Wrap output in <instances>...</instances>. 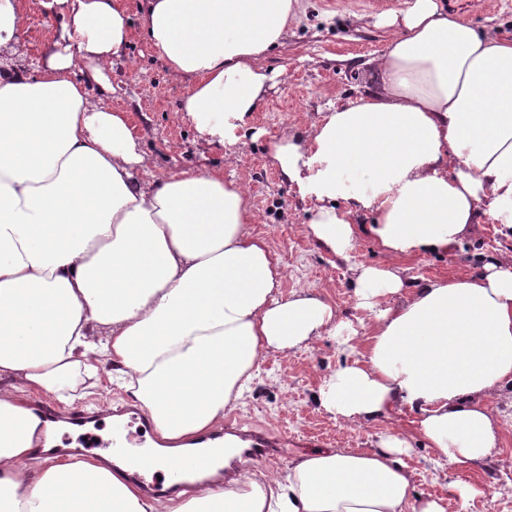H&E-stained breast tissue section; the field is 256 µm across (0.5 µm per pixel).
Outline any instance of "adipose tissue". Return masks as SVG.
Here are the masks:
<instances>
[{"mask_svg": "<svg viewBox=\"0 0 512 512\" xmlns=\"http://www.w3.org/2000/svg\"><path fill=\"white\" fill-rule=\"evenodd\" d=\"M298 0H145L141 31L180 110L218 145L239 140L273 76L267 52ZM41 56L24 0H0V512H447L485 495L455 481L413 495L404 461L422 438L443 466L477 469L500 431L487 401L512 387V260L409 285L395 260L448 250L489 222L512 229V39L450 16L440 0L387 13L371 86L270 153L317 242L350 259L355 223L387 264L353 265L355 318L325 295H281L285 277L251 226L247 185L191 167L150 179L126 109L108 107L132 30L126 0H48ZM331 336L353 358L318 404L345 426L394 413L375 448L302 452L228 484L145 495L129 467L170 472L178 453L131 465L38 456L52 423L29 393L70 404L79 377L112 368L160 437L221 427L262 364Z\"/></svg>", "mask_w": 512, "mask_h": 512, "instance_id": "adipose-tissue-1", "label": "adipose tissue"}]
</instances>
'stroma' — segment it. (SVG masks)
Segmentation results:
<instances>
[{"label":"stroma","instance_id":"35a3bbf8","mask_svg":"<svg viewBox=\"0 0 512 512\" xmlns=\"http://www.w3.org/2000/svg\"><path fill=\"white\" fill-rule=\"evenodd\" d=\"M405 0H299L282 45L267 57L272 70H285L287 82L271 87L259 112L249 118L245 135L223 149L209 145L186 115L176 108L185 93L164 64L155 59L143 38H135L127 57L115 60L112 79L122 87L123 104L140 131L142 147L154 159L153 171L163 175L188 166L222 170L225 176L248 181L255 220L253 231L264 238L287 272L282 293L304 286L321 288L345 317H352L353 277L350 264L319 245L309 230L313 217L296 202L273 164L269 146L283 131L307 133L330 105L358 98L369 88L366 60L384 48L386 28L378 16L403 8ZM449 14L472 25L494 27L512 37V0H454ZM512 252V232L494 224L475 225L471 234L445 252H427L402 260L404 276L419 283L478 272L485 261ZM346 359L332 337L269 359L254 379L243 402L228 410L242 424L268 430L285 447L278 463L312 449L371 448L389 421L347 427L320 409L317 391L323 376ZM110 371L85 388L80 408L102 419L97 434H112V408L129 402V394L111 382ZM488 405L501 431L500 453L479 471L465 467L441 469L422 440H414L408 459L418 475L413 492L440 493L444 483L462 480L486 486L484 496L464 503L450 501L448 512H512V393L491 398Z\"/></svg>","mask_w":512,"mask_h":512}]
</instances>
